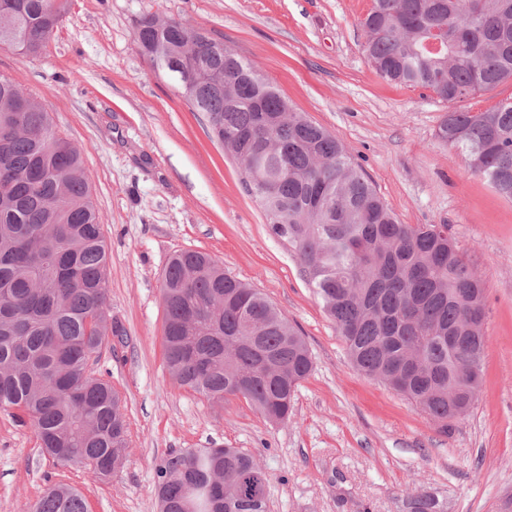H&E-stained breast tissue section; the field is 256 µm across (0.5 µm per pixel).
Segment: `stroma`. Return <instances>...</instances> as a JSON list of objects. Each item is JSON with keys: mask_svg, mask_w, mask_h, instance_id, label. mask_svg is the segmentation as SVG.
I'll use <instances>...</instances> for the list:
<instances>
[{"mask_svg": "<svg viewBox=\"0 0 512 512\" xmlns=\"http://www.w3.org/2000/svg\"><path fill=\"white\" fill-rule=\"evenodd\" d=\"M372 0H67L44 51L0 47V75L51 114L76 145L107 245L108 307L127 332L95 374L119 392L130 456L110 479L41 454L31 427L0 409V512H26L48 484L83 494L87 512H158L156 467L170 451L237 448L268 475L267 512H506L512 504V201L437 136L451 111L512 98V81L463 101L396 85L372 70L360 25ZM179 18L247 59L291 106L339 140L404 224H447L485 288L482 384L440 433L387 384L360 374L294 248L272 235L240 169L153 67L142 18ZM201 251L263 293L304 337L313 361L288 423L245 399L223 408L170 377L162 274Z\"/></svg>", "mask_w": 512, "mask_h": 512, "instance_id": "obj_1", "label": "stroma"}]
</instances>
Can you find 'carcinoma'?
<instances>
[{
	"label": "carcinoma",
	"mask_w": 512,
	"mask_h": 512,
	"mask_svg": "<svg viewBox=\"0 0 512 512\" xmlns=\"http://www.w3.org/2000/svg\"><path fill=\"white\" fill-rule=\"evenodd\" d=\"M63 0H0V46L36 56ZM141 20L135 39L179 85L242 171L272 233L288 240L336 323L355 368L413 402L448 433L476 397L487 337L484 288L452 235L403 224L324 128L254 67L182 19ZM364 52L381 78L455 101L512 80V0H373ZM192 57L200 78L182 88ZM437 135L512 200V99L453 111ZM106 250L81 151L50 112L0 77V409L33 428L42 453L100 478L129 451L124 406L91 364L126 330L107 305ZM164 351L171 378L216 406L246 399L285 424L311 371L302 336L257 289L212 256L174 254L164 271ZM160 512H267L268 477L237 448L173 451L158 465ZM33 512H87L81 493L49 485Z\"/></svg>",
	"instance_id": "cac0c4a2"
}]
</instances>
